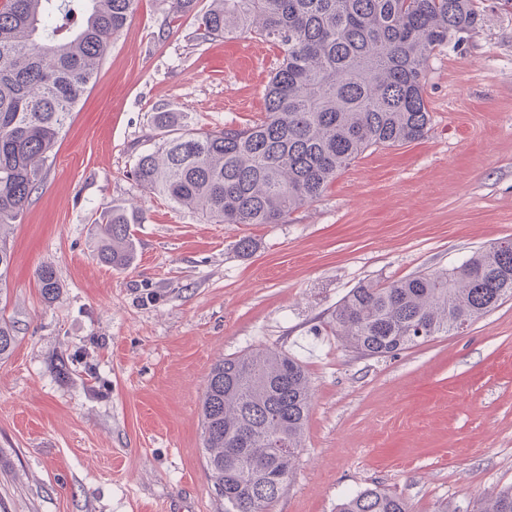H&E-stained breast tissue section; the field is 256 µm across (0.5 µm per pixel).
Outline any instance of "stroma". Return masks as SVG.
<instances>
[{
    "instance_id": "35a3bbf8",
    "label": "stroma",
    "mask_w": 512,
    "mask_h": 512,
    "mask_svg": "<svg viewBox=\"0 0 512 512\" xmlns=\"http://www.w3.org/2000/svg\"><path fill=\"white\" fill-rule=\"evenodd\" d=\"M210 0H139L110 40L48 174L6 241L16 345L0 360V512H226L203 453L220 357L258 346L308 373L312 406L271 512H336L378 487L412 512H478L512 486V299L393 357L345 347L340 300L512 238V9L429 61L423 140L365 151L282 224H208L133 175L154 116L218 130L263 118L278 49L199 41ZM139 208L131 265L95 256L113 205ZM254 243L237 251L240 239ZM59 289L46 301L36 271ZM70 358L59 373V358Z\"/></svg>"
}]
</instances>
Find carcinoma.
<instances>
[{
  "instance_id": "1",
  "label": "carcinoma",
  "mask_w": 512,
  "mask_h": 512,
  "mask_svg": "<svg viewBox=\"0 0 512 512\" xmlns=\"http://www.w3.org/2000/svg\"><path fill=\"white\" fill-rule=\"evenodd\" d=\"M138 0H0V302L11 253L5 227L21 222L42 184L68 120L96 80L110 39ZM480 16V0H211L198 38L248 34L281 53L265 89V117L221 130L173 127L140 155L136 180L195 210L210 224H281L316 201L371 147H397L431 129L425 66ZM138 210L114 205L98 225L96 257L127 267ZM44 299L59 288L54 268L36 271ZM512 298V239L479 249L452 268L386 285L360 284L336 306L344 344L395 356L457 332ZM15 327L0 319V359ZM312 401L306 370L271 348L215 362L203 398L207 472L232 512H271L288 482ZM338 512H411L401 497L366 488ZM479 512H512V486Z\"/></svg>"
}]
</instances>
